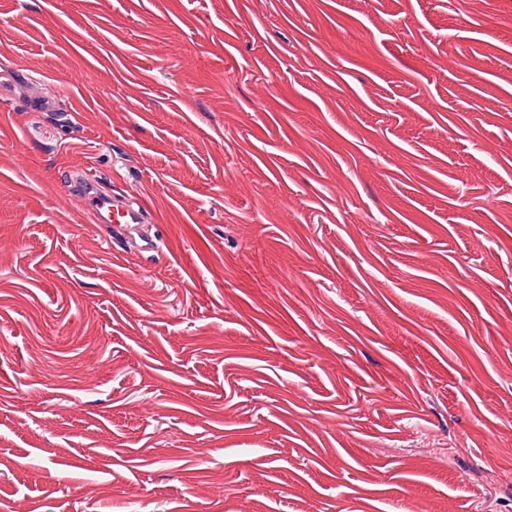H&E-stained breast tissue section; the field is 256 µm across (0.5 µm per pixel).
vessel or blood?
Returning <instances> with one entry per match:
<instances>
[{
	"instance_id": "vessel-or-blood-1",
	"label": "vessel or blood",
	"mask_w": 512,
	"mask_h": 512,
	"mask_svg": "<svg viewBox=\"0 0 512 512\" xmlns=\"http://www.w3.org/2000/svg\"><path fill=\"white\" fill-rule=\"evenodd\" d=\"M67 198L76 200L94 224H114L124 233H132L144 220L143 206H136L106 194L95 175L81 173L63 185Z\"/></svg>"
}]
</instances>
